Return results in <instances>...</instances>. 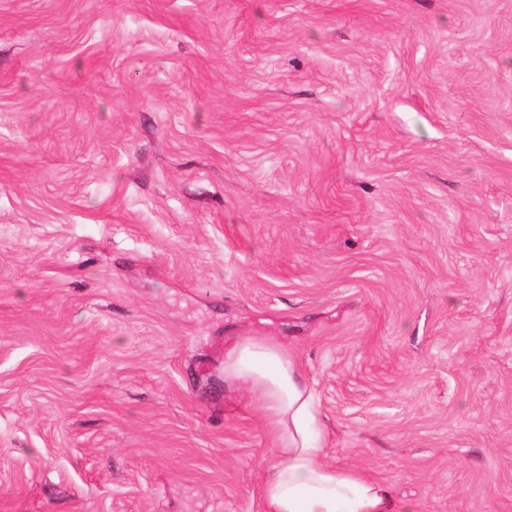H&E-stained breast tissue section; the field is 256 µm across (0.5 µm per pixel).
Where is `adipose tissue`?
Instances as JSON below:
<instances>
[{
    "label": "adipose tissue",
    "instance_id": "ef3b65f1",
    "mask_svg": "<svg viewBox=\"0 0 512 512\" xmlns=\"http://www.w3.org/2000/svg\"><path fill=\"white\" fill-rule=\"evenodd\" d=\"M224 377L264 410L283 455L262 486L265 512H392L389 492L380 483L322 462L314 436L315 393L280 344L237 340L224 354Z\"/></svg>",
    "mask_w": 512,
    "mask_h": 512
}]
</instances>
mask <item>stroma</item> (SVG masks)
<instances>
[{
    "mask_svg": "<svg viewBox=\"0 0 512 512\" xmlns=\"http://www.w3.org/2000/svg\"><path fill=\"white\" fill-rule=\"evenodd\" d=\"M247 336L512 512V0H0V512H264Z\"/></svg>",
    "mask_w": 512,
    "mask_h": 512,
    "instance_id": "1",
    "label": "stroma"
}]
</instances>
